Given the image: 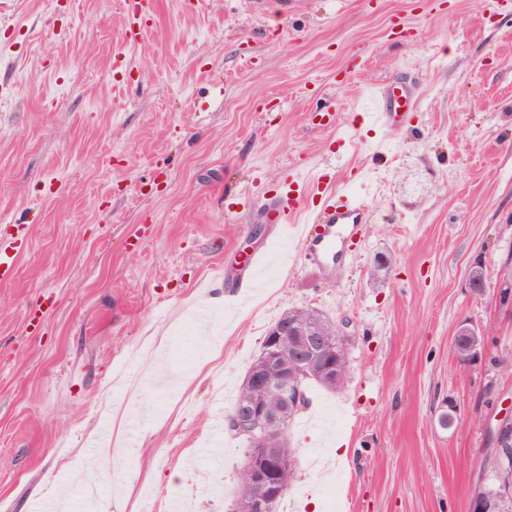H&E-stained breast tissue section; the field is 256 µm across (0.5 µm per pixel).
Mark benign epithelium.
<instances>
[{"mask_svg": "<svg viewBox=\"0 0 512 512\" xmlns=\"http://www.w3.org/2000/svg\"><path fill=\"white\" fill-rule=\"evenodd\" d=\"M468 285L475 294L484 292L486 285L483 265L475 264L468 272ZM348 323L316 322L286 317L273 325L267 334L261 356L244 378L251 390L264 393L260 400L249 398L236 404L224 417L227 429L233 436H251L252 448L240 471V487L247 493L253 512H274L275 504L287 491L282 479L285 455L277 449L288 447L291 420L288 410L302 404L304 389L299 379L288 371V365L298 364L328 382L335 384L343 378L336 357L329 355L330 335H347ZM480 332L464 322L455 337H465L470 342L471 360L484 352ZM491 447L486 452L502 457L499 467L488 472L479 470L477 489L471 512H488L492 496L499 501L512 498V463L505 449L512 446V414L498 420L496 427L488 430Z\"/></svg>", "mask_w": 512, "mask_h": 512, "instance_id": "1", "label": "benign epithelium"}]
</instances>
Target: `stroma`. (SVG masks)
Instances as JSON below:
<instances>
[{
	"label": "stroma",
	"instance_id": "1",
	"mask_svg": "<svg viewBox=\"0 0 512 512\" xmlns=\"http://www.w3.org/2000/svg\"><path fill=\"white\" fill-rule=\"evenodd\" d=\"M194 2L157 0L117 102L124 0H0V244L20 250L0 284V512H154L190 488L226 512L245 446L224 416L267 326L305 307L347 322L350 380L308 384L278 512H328L332 483L346 512H471L486 423L512 410V0ZM391 82L419 93L398 128L376 120ZM291 176L299 223L326 193L368 207L332 270L265 221ZM464 321L485 345L466 364ZM339 446L332 482L315 461Z\"/></svg>",
	"mask_w": 512,
	"mask_h": 512
}]
</instances>
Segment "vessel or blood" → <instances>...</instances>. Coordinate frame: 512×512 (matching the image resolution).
<instances>
[{"label": "vessel or blood", "instance_id": "b4317fda", "mask_svg": "<svg viewBox=\"0 0 512 512\" xmlns=\"http://www.w3.org/2000/svg\"><path fill=\"white\" fill-rule=\"evenodd\" d=\"M129 22L122 31L121 50L112 57L113 69L126 67L124 46L136 44L145 29L156 20V0H128ZM417 95L408 85L395 83L387 86L381 94L379 117L389 126L403 123L410 112L415 111ZM305 191L286 194L272 201L266 211V220L271 224H285L301 212L307 204ZM367 209L357 199L339 196L324 203L317 223L299 226V262L304 266H319L330 255L335 254L337 243H349L358 235L366 221Z\"/></svg>", "mask_w": 512, "mask_h": 512}]
</instances>
